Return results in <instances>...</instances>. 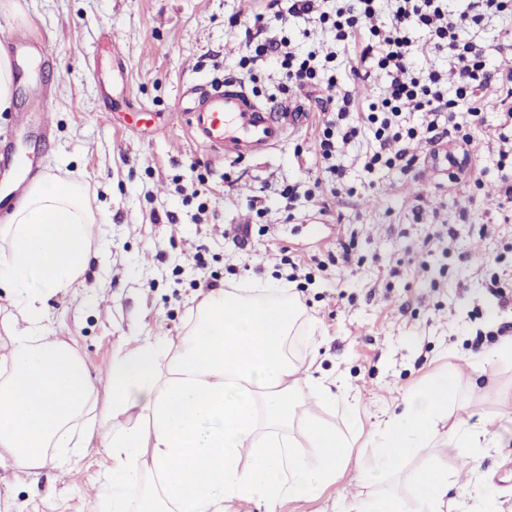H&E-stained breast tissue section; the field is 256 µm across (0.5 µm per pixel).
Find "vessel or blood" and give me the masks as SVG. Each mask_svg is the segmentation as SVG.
Returning a JSON list of instances; mask_svg holds the SVG:
<instances>
[{
  "instance_id": "b4317fda",
  "label": "vessel or blood",
  "mask_w": 512,
  "mask_h": 512,
  "mask_svg": "<svg viewBox=\"0 0 512 512\" xmlns=\"http://www.w3.org/2000/svg\"><path fill=\"white\" fill-rule=\"evenodd\" d=\"M182 98L197 144L225 159L257 157L279 147L295 122L291 112H270L239 80L204 89L187 85Z\"/></svg>"
}]
</instances>
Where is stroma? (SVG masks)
<instances>
[{
    "label": "stroma",
    "instance_id": "stroma-1",
    "mask_svg": "<svg viewBox=\"0 0 512 512\" xmlns=\"http://www.w3.org/2000/svg\"><path fill=\"white\" fill-rule=\"evenodd\" d=\"M0 9L18 33L43 31L53 54L36 70L49 85L52 106L46 120L50 141L21 128L16 114L31 96L27 81L16 83L11 111L0 113V141L14 143L27 165L42 174L83 184L103 224L87 225L92 251L72 287L44 300L46 333L69 344L83 360L96 388L97 417L109 408L105 376L112 359L137 337L178 339L191 328L207 291L194 287L202 273L215 274L221 288L266 282L294 293L304 315L289 341L299 371L342 378L350 404L363 425L342 477L317 497L283 499L276 512H341L344 501L390 492L414 512L407 474L428 465L447 468L453 512H512V360L493 361L479 391L468 388L473 362L484 351L471 348L477 331L512 322L486 292L477 270L512 246V209L478 190L469 179L423 169L404 174L384 170L366 176L358 154L370 139L340 148L345 186L337 195L298 198L293 219L281 209L280 190L307 184L317 167L314 115L320 102L288 99L307 118L264 156L213 159L192 139L180 96L189 83L211 85L237 74L241 20H259L262 36H288L297 55L332 46L328 28L288 14L289 0L270 10L269 0H14ZM489 71L512 69V11L469 29ZM341 93L361 109L390 83L384 71L354 77L345 57L336 59ZM507 93L494 84L482 93L481 124L471 129L473 167L486 188L512 178L499 168L487 142L499 123V101ZM208 188V209L186 189L197 178ZM260 197L264 216L247 209ZM257 225L246 246L223 237L224 227ZM450 225L457 239L450 252L426 250L425 238ZM491 225L481 235V225ZM356 228L354 252L361 259L345 272L327 264L311 285L297 291L280 261V247L304 258L336 250L337 231ZM206 253H198V246ZM201 254L206 268L193 259ZM460 377L447 418L439 421L435 446L419 449L400 475L364 484L355 458L398 413L405 396L440 369ZM485 433L481 448H456L449 426ZM111 451L101 437H88L65 469L53 466L16 474L0 467V512H93Z\"/></svg>",
    "mask_w": 512,
    "mask_h": 512
}]
</instances>
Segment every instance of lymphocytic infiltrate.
<instances>
[{
	"mask_svg": "<svg viewBox=\"0 0 512 512\" xmlns=\"http://www.w3.org/2000/svg\"><path fill=\"white\" fill-rule=\"evenodd\" d=\"M379 0H336L334 13L321 9V0H292L288 11L306 16L311 22L331 24L335 38L346 55L353 75L365 65L385 71L390 84L385 95L370 102L362 112L349 111V98H342L335 111L322 112L316 125L315 150L318 173L312 181L321 193L335 191L345 177V168L336 161L337 142H351L371 136L374 145L361 157L362 169L375 174L382 169L409 172L417 165H430L449 171L451 178L468 173L473 137L457 120L458 109H466L472 121H480L482 109L478 91L488 89L494 77L487 70L480 48L464 39V30L480 23L483 17L498 15L512 6V0H480V13H452L448 0H391L389 21L384 27L372 25ZM417 28L428 29L436 50L449 51L454 59L450 75L435 70L418 71L410 63L409 34ZM243 62V80L253 77L250 64L267 56L280 62L286 84L302 91L319 85L336 87L335 77L320 80L321 65L332 62L334 53L324 58L308 54L300 59L292 52L288 38H258L245 35L239 43ZM455 83V94H448V83ZM425 113L427 119L409 124L407 116Z\"/></svg>",
	"mask_w": 512,
	"mask_h": 512,
	"instance_id": "1",
	"label": "lymphocytic infiltrate"
}]
</instances>
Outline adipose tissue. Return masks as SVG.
<instances>
[{
	"instance_id": "adipose-tissue-1",
	"label": "adipose tissue",
	"mask_w": 512,
	"mask_h": 512,
	"mask_svg": "<svg viewBox=\"0 0 512 512\" xmlns=\"http://www.w3.org/2000/svg\"><path fill=\"white\" fill-rule=\"evenodd\" d=\"M82 185L46 178L30 186L7 217L10 247L0 253V291L24 315L0 356V466L19 472L55 464L83 440L73 423L111 448L95 512H224L227 502L256 498L275 508L290 495L313 496L334 482L350 436L324 421L338 405L325 378L308 392L288 340L303 315L298 301L266 284L214 290L179 342L137 341L107 373L113 416H144L147 428L90 419L93 385L65 342L45 334L43 299L73 285L90 251L95 223ZM458 379L438 371L403 401L361 464V480L400 472L415 449L436 438ZM419 508L443 512L448 473L409 474Z\"/></svg>"
}]
</instances>
